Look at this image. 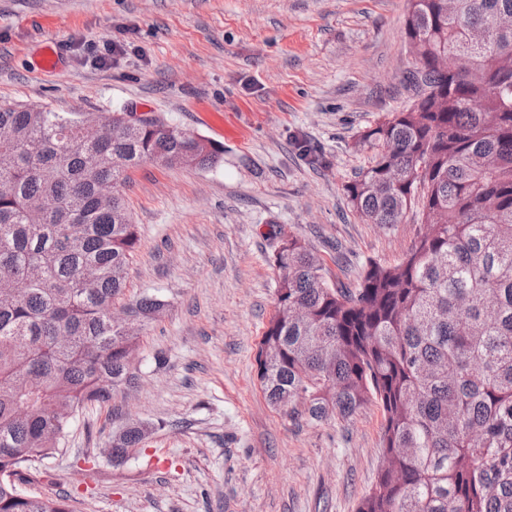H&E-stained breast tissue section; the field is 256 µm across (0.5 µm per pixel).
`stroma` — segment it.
Instances as JSON below:
<instances>
[{
    "label": "stroma",
    "mask_w": 512,
    "mask_h": 512,
    "mask_svg": "<svg viewBox=\"0 0 512 512\" xmlns=\"http://www.w3.org/2000/svg\"><path fill=\"white\" fill-rule=\"evenodd\" d=\"M406 14L407 0H0V103L133 109L224 148L212 167L131 171L140 242L124 299L168 306L141 337L136 386L79 409L27 494L67 497L73 512H356L382 461L380 407L295 422L266 402L256 352L275 309L277 233L350 287L367 259L398 263L420 233L411 215L364 223L344 195L373 156L355 139L411 103ZM113 42L122 52L95 61ZM208 109L246 137L207 125ZM297 135L323 165L299 157ZM129 420L154 429L115 467L103 450Z\"/></svg>",
    "instance_id": "stroma-1"
}]
</instances>
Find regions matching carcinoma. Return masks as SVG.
<instances>
[{
  "mask_svg": "<svg viewBox=\"0 0 512 512\" xmlns=\"http://www.w3.org/2000/svg\"><path fill=\"white\" fill-rule=\"evenodd\" d=\"M512 0H408L415 62L410 107L360 137L370 166L344 187L362 221L389 228L412 211L423 230L394 265L363 264L355 288L326 282L296 236L281 238L275 313L256 361L268 403L294 420H349L382 407L378 470L357 512H512ZM465 56L476 76L458 72ZM120 113L0 104V512H71L63 496L24 493L77 410L134 384L140 331L167 302L123 305L139 232L122 189L146 160L218 164L157 118L129 131ZM97 127L85 137L84 126ZM100 159L98 170L85 157ZM112 183L104 200L98 183ZM149 428L112 432L126 462Z\"/></svg>",
  "mask_w": 512,
  "mask_h": 512,
  "instance_id": "obj_1",
  "label": "carcinoma"
}]
</instances>
